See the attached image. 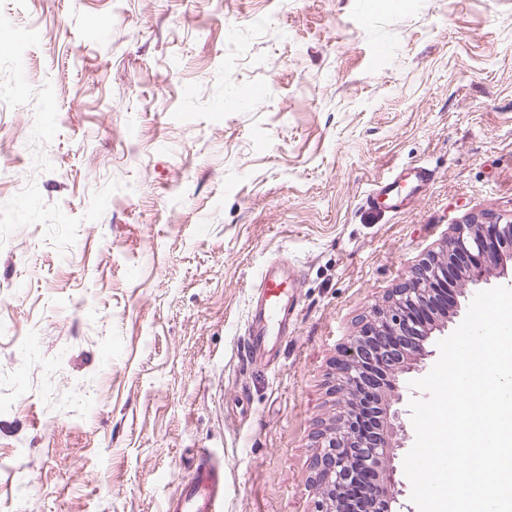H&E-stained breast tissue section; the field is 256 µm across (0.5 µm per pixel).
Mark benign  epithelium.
Returning a JSON list of instances; mask_svg holds the SVG:
<instances>
[{
    "label": "benign epithelium",
    "instance_id": "obj_1",
    "mask_svg": "<svg viewBox=\"0 0 512 512\" xmlns=\"http://www.w3.org/2000/svg\"><path fill=\"white\" fill-rule=\"evenodd\" d=\"M500 242L512 249V216L479 221L468 218L453 227L445 248L430 253L405 274L401 286L388 297L387 304L374 308L358 335L345 347V358L336 367L333 390L340 395L339 409L315 432L316 452L312 459L313 483L318 492L314 512H343L342 493L346 482L356 473V464L379 470L369 498L375 512H394L397 498L389 493L397 483V468L390 449L397 436L406 432L399 392L400 376L422 369L424 360L433 355L425 342L430 333L415 321L412 310L429 301L435 290L446 284L448 268L461 259L469 262L465 277L455 283L456 296L466 297L468 288L483 281L490 253L502 259ZM390 393L378 399L376 410L359 409V397L370 384ZM379 416V427L364 430L362 422Z\"/></svg>",
    "mask_w": 512,
    "mask_h": 512
}]
</instances>
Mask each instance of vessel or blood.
Segmentation results:
<instances>
[{
    "mask_svg": "<svg viewBox=\"0 0 512 512\" xmlns=\"http://www.w3.org/2000/svg\"><path fill=\"white\" fill-rule=\"evenodd\" d=\"M430 181L425 168L410 167L408 172L379 180L367 194L365 203L371 209L379 206L391 212L402 211L425 191ZM286 274V264L282 261L271 263L260 274L259 293L248 313L251 353L270 354L288 327L290 310L282 291ZM191 468L189 477L168 500L166 512H224L223 468L203 450L198 451Z\"/></svg>",
    "mask_w": 512,
    "mask_h": 512,
    "instance_id": "vessel-or-blood-1",
    "label": "vessel or blood"
}]
</instances>
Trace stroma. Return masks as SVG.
<instances>
[{"instance_id":"stroma-1","label":"stroma","mask_w":512,"mask_h":512,"mask_svg":"<svg viewBox=\"0 0 512 512\" xmlns=\"http://www.w3.org/2000/svg\"><path fill=\"white\" fill-rule=\"evenodd\" d=\"M0 512H312L349 337L512 214V0H0ZM387 45L378 54V45ZM420 165L406 210L373 184ZM288 333L246 350L262 267ZM189 477L168 500L167 512H223L224 470L210 455L199 450L193 457Z\"/></svg>"}]
</instances>
